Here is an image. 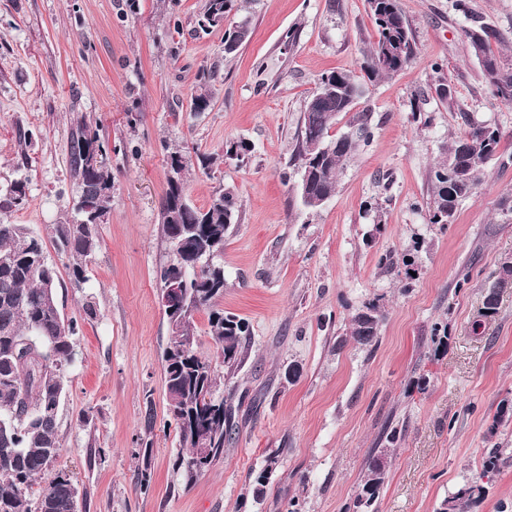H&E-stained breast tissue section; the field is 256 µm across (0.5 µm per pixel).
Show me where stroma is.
<instances>
[{"instance_id": "obj_1", "label": "stroma", "mask_w": 512, "mask_h": 512, "mask_svg": "<svg viewBox=\"0 0 512 512\" xmlns=\"http://www.w3.org/2000/svg\"><path fill=\"white\" fill-rule=\"evenodd\" d=\"M399 5L414 54L370 82L366 0H237L206 34L196 24L202 0H0V197L27 183L0 221L47 239L72 214L80 121L100 124L112 170V211L85 286L48 253L60 308L80 322L57 468L80 486L84 512H287L297 498L306 512H346L371 450L394 428L376 512H439L496 447L506 459L464 512H512V288H499L495 313H482L512 261V104L491 93L464 38L483 23L512 60V0ZM241 22L249 37L225 55L224 30ZM206 68L213 103L194 113L191 92ZM335 70L364 82L358 106L371 110L374 138L335 195L309 210L289 160L306 97ZM441 83L453 103L436 97ZM417 105L429 124L413 120ZM471 121L500 130L498 154L453 224L428 223L431 172ZM239 139L248 159H224ZM177 149L216 157L189 179L195 206L219 189L238 199L219 306L251 331L242 366L224 379L238 432L189 486L173 468L180 444L162 379L169 328L157 278L171 259L160 206ZM375 298L384 320L368 350L351 336V318ZM148 445L153 478L142 492ZM272 449L279 463L258 497L253 473Z\"/></svg>"}]
</instances>
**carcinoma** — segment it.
<instances>
[{
  "instance_id": "1",
  "label": "carcinoma",
  "mask_w": 512,
  "mask_h": 512,
  "mask_svg": "<svg viewBox=\"0 0 512 512\" xmlns=\"http://www.w3.org/2000/svg\"><path fill=\"white\" fill-rule=\"evenodd\" d=\"M234 0H204L197 18L202 32L224 23ZM376 27V39L363 50L364 71L370 81L391 77L413 55L411 30L399 0H367ZM480 36L469 44L470 55L478 62L491 92L502 98L512 93V64L491 49L495 34L479 26ZM249 35L247 24L224 33V55L235 53ZM330 82L335 92L323 96L314 91L307 99L300 136L294 149L300 174L309 178L308 207L317 209L325 197L336 192L341 169L369 146L374 137L373 115L365 108L355 111L364 94L346 72L321 75L319 83ZM213 102L209 75L199 76L191 93V111L205 112ZM352 114L350 142L338 146L340 137L330 134L333 120ZM310 140L333 143L336 150L316 158L307 149ZM501 141L498 128L471 123L458 136L448 154V163L436 169L432 178V205L428 222L443 226L454 221L457 202L476 187L485 164L497 154ZM102 148L99 126L83 122L73 138L70 166L79 187L76 216H67L51 225V238L58 255L68 260L71 280L78 287L88 282L87 261L101 247L98 219L112 210V172L107 163L92 168L86 163L87 149ZM250 152L244 142L225 145L224 159L242 162ZM216 157L181 150L169 154V171L162 198V231L172 249V259L159 272L160 284L171 277L181 280L186 295L188 319L181 322L167 316L170 342L163 353V382L168 406L179 434V454L174 468L185 484H191L223 453L224 444L233 440L237 425L232 409L224 406L221 391L222 367L230 375L244 360L243 342L249 336L248 323L219 308L224 295V236L238 222L237 200L228 192H215L204 208L192 205L185 193L192 167L208 172ZM25 184L16 182L9 196L0 200V210L20 204ZM57 271L48 260L44 239L24 224L0 222V512H73L72 482L59 472L40 489L37 480L52 469L49 457L62 448L58 414L69 388V367L74 354L79 325L65 318L56 293ZM209 312V333L218 345L215 359L204 358L187 348L195 335L194 315ZM384 318L379 304L365 305L352 316L351 336L362 346H373ZM219 424L221 431L211 437L209 455L199 458L196 436ZM387 449L379 448L368 458L367 469L349 512H375V505L386 479ZM502 451L491 449L480 471L474 473L441 504L440 512H460L479 498L481 481L495 471ZM279 450L272 451L255 477L256 495L277 464Z\"/></svg>"
}]
</instances>
